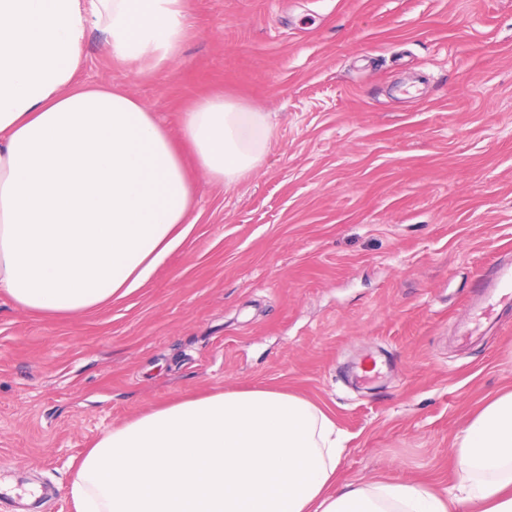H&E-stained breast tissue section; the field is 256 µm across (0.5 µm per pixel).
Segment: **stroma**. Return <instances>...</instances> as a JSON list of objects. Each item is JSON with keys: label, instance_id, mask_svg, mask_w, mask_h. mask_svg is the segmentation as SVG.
I'll return each instance as SVG.
<instances>
[{"label": "stroma", "instance_id": "1", "mask_svg": "<svg viewBox=\"0 0 512 512\" xmlns=\"http://www.w3.org/2000/svg\"><path fill=\"white\" fill-rule=\"evenodd\" d=\"M178 57L78 79L178 134L196 98L266 112L261 165L197 179L192 233L133 296L76 317L0 295V512H74L104 432L220 388L314 398L347 436L340 485L453 484L455 434L512 385V0H189ZM512 261H501L495 271V277L491 282H484L482 293L492 292L512 297Z\"/></svg>", "mask_w": 512, "mask_h": 512}]
</instances>
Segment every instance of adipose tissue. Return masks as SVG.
Masks as SVG:
<instances>
[{"label":"adipose tissue","instance_id":"ef3b65f1","mask_svg":"<svg viewBox=\"0 0 512 512\" xmlns=\"http://www.w3.org/2000/svg\"><path fill=\"white\" fill-rule=\"evenodd\" d=\"M187 0H0V294L72 317L123 300L193 228L194 173L230 187L273 137L221 94L183 111L179 137L128 93L76 79L90 29L113 57L178 56ZM345 437L323 406L220 389L131 418L80 460L75 512H512V388L455 435L448 491L373 480L337 488Z\"/></svg>","mask_w":512,"mask_h":512}]
</instances>
